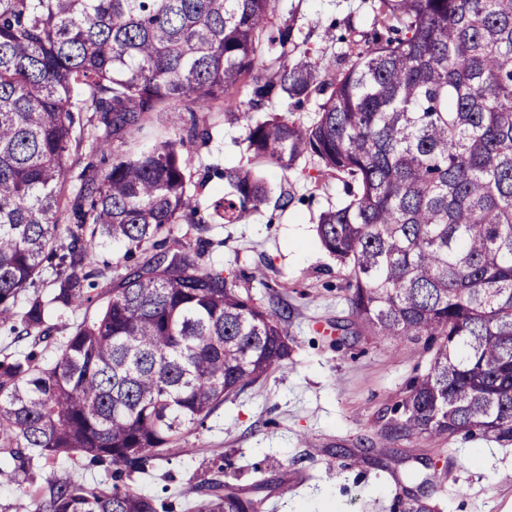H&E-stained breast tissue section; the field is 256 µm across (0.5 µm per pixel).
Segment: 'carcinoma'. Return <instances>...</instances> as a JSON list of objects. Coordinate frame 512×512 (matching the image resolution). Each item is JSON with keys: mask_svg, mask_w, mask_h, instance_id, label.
Returning a JSON list of instances; mask_svg holds the SVG:
<instances>
[{"mask_svg": "<svg viewBox=\"0 0 512 512\" xmlns=\"http://www.w3.org/2000/svg\"><path fill=\"white\" fill-rule=\"evenodd\" d=\"M364 2L372 37L328 32L348 47L338 71L277 0H0V326L31 341L0 358V478L29 485L4 512H173L134 476L290 347L282 317L201 263L208 242L158 237L180 218L245 221L267 198L257 168L308 155L348 196L317 235L349 270L353 324L430 355L386 437L512 442V0ZM242 87L250 111L326 98L309 125L246 117L247 164L213 170L229 191L212 213L182 137L88 165L66 193L86 139L103 151L176 104L230 109ZM114 242L124 263L100 265ZM77 463L105 478L74 479ZM196 493V512H259L219 478Z\"/></svg>", "mask_w": 512, "mask_h": 512, "instance_id": "obj_1", "label": "carcinoma"}]
</instances>
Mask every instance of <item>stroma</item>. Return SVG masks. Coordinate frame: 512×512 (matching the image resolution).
<instances>
[{
    "instance_id": "obj_1",
    "label": "stroma",
    "mask_w": 512,
    "mask_h": 512,
    "mask_svg": "<svg viewBox=\"0 0 512 512\" xmlns=\"http://www.w3.org/2000/svg\"><path fill=\"white\" fill-rule=\"evenodd\" d=\"M280 16H296L307 46L326 45L331 22L351 21L371 33L363 0H278ZM208 141L187 143L184 155L201 211H211L226 186L208 169L246 164L245 122L221 109L190 115L175 106L145 113L111 149L136 153L187 135L190 123ZM272 192L247 221L198 229L182 222L167 235L170 248L204 238L205 266L237 275L265 309L286 313L290 356L285 367L230 397L203 427L185 433L170 459L136 477L142 493H167L174 512L196 503V490L218 477L261 512H402L427 496L437 512H512V444L457 436L387 441L381 433L407 385L423 373L420 344L343 336L351 315L347 269L320 245L322 211L345 199L341 182L305 157L298 170L263 169ZM294 195L277 206L281 192Z\"/></svg>"
}]
</instances>
